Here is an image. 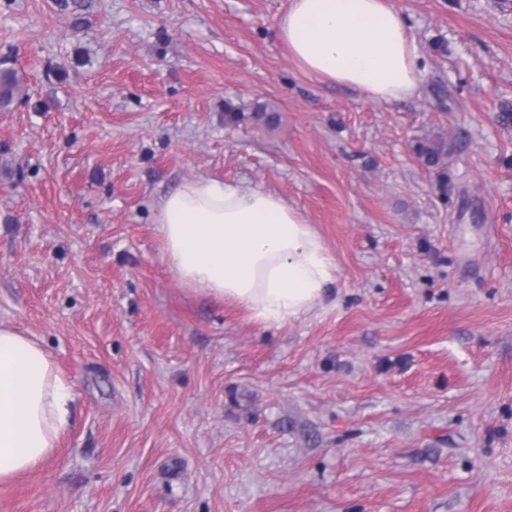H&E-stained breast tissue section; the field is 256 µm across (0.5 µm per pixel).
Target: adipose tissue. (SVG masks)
Masks as SVG:
<instances>
[{"label": "adipose tissue", "mask_w": 512, "mask_h": 512, "mask_svg": "<svg viewBox=\"0 0 512 512\" xmlns=\"http://www.w3.org/2000/svg\"><path fill=\"white\" fill-rule=\"evenodd\" d=\"M277 37L305 74L374 103L415 96L420 51L392 0H290ZM163 256L183 284L266 325L319 305L337 264L296 206L260 186L201 177L160 202ZM76 383L34 339L0 323V481L38 468L69 427Z\"/></svg>", "instance_id": "ef3b65f1"}]
</instances>
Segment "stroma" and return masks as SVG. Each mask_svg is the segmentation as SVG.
<instances>
[{"label": "stroma", "mask_w": 512, "mask_h": 512, "mask_svg": "<svg viewBox=\"0 0 512 512\" xmlns=\"http://www.w3.org/2000/svg\"><path fill=\"white\" fill-rule=\"evenodd\" d=\"M393 2L425 75L378 104L296 67L288 0H0V322L77 382L0 512H512V0ZM201 176L299 208L321 305L186 289L159 203ZM20 94V82L11 69L0 71V106L8 107ZM414 152L421 163L428 167H442L448 158V139L442 135L418 141Z\"/></svg>", "instance_id": "stroma-1"}]
</instances>
